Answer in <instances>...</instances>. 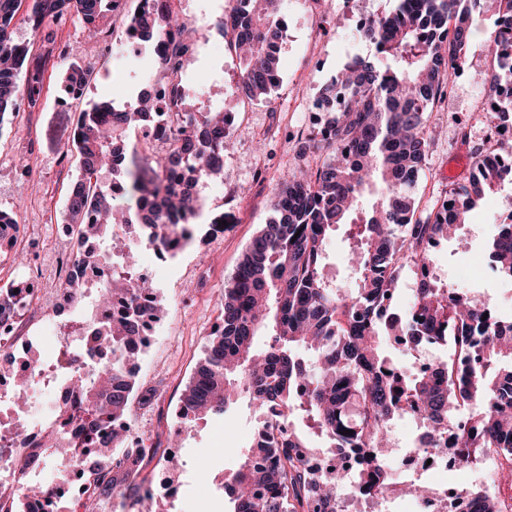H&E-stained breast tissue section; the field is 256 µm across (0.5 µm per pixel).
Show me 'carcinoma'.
<instances>
[{"instance_id":"obj_1","label":"carcinoma","mask_w":512,"mask_h":512,"mask_svg":"<svg viewBox=\"0 0 512 512\" xmlns=\"http://www.w3.org/2000/svg\"><path fill=\"white\" fill-rule=\"evenodd\" d=\"M122 0H0V122L23 94L20 74L28 48L15 38L23 21L34 34L65 14L98 33L103 2ZM151 5L129 22L153 46L164 67L152 77L171 83L177 96H189L185 62L195 58V41L170 0ZM280 0H235L234 21L219 15L214 28L240 51L238 93L267 105L280 82ZM485 0H400L397 10L374 16L359 37L375 45L377 58H354L322 93L324 101L345 93L321 138L305 142L272 200L273 217L261 226L224 287L221 325L210 336L203 362L179 399L177 417L185 427L215 415L246 397L257 423L238 469L224 477L230 512H350L355 504L337 501L338 488L382 495L386 503L401 485L414 496L429 488L408 481L372 453L385 447L391 421L409 414L423 420L420 447L436 453L456 435L457 457L476 467L494 456L492 489L456 490L474 499L479 512H512L497 495L512 486V322L489 311L490 301L462 293L429 273L433 248L448 240V229L469 221L478 203L504 183L512 170L498 164L500 149H474L475 173L465 185L448 189L449 209L417 216L413 197L433 137L427 112L448 89L456 67L466 61L472 14ZM487 39L510 49L482 83L490 129L512 124V0H493ZM151 91L138 93V105L117 109L110 102L80 113L70 152L79 175L68 194L67 221L78 237L92 238L97 254L77 250L76 262L110 264L106 282L68 281L76 302L84 295L105 297L120 308L112 323L94 332L112 345L109 361L75 362L69 381L85 406L82 429L86 454L57 431L32 457L78 458L92 496L80 504L97 512L106 499L122 506L137 502L145 456L128 454L126 434L117 426L131 418L138 390L134 345L142 328L161 313V300L138 276V250L152 244L164 254L179 251L200 211L192 181L224 172V146L230 136L224 112H178L170 143L160 155L145 154L126 141L128 132L150 122ZM112 180H102L104 173ZM124 187L125 207L112 183ZM339 224L356 228L352 251L354 288L343 291L329 278L324 252ZM495 268L512 278V224L498 225L489 241ZM420 272L407 315L396 313L400 272ZM32 309L13 291L0 287V317L21 318ZM407 354L420 346L446 344L448 358L405 375L388 340ZM279 410L288 432L268 420ZM348 434H343V431ZM344 448L352 470L309 467L307 456L329 459Z\"/></svg>"}]
</instances>
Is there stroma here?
<instances>
[{"instance_id": "stroma-1", "label": "stroma", "mask_w": 512, "mask_h": 512, "mask_svg": "<svg viewBox=\"0 0 512 512\" xmlns=\"http://www.w3.org/2000/svg\"><path fill=\"white\" fill-rule=\"evenodd\" d=\"M398 0H283L288 26L281 48L280 85L273 106L245 96L231 97L227 87L238 79V60L216 52L222 38L209 31L198 44L205 65L219 64L222 78L207 82L213 107L235 112L233 144L224 155V175L201 187L202 209L188 248L176 255L145 251L139 263L151 266L153 286L162 299L163 314L152 326L139 364L141 389H155L148 404L133 403V425L158 443L146 472L151 491H159L166 476L163 458L178 450L179 477L174 512H229L221 483L238 465L241 452L254 435L255 417L247 401L234 404L225 416L199 422L194 430L175 433V410L181 393L204 357L209 336L219 324L224 286L247 245L272 216L271 199L283 173L298 162L300 145L316 137L329 115L314 112L311 102L354 57H370L372 44L356 31L358 13L372 16L393 10ZM54 43L17 25L15 37L27 43L22 81L36 80V99L21 98L15 112L0 122V209L12 214L26 231L25 251L38 264L44 287L58 288L55 278L60 245L52 225L64 222L68 191L77 175L70 142L80 110L107 100L124 107L136 100L144 68L156 65L149 52L120 57L90 39L79 21L53 25ZM68 44L69 52H52V44ZM88 63L89 72L79 99L67 98L64 74L74 63ZM482 83L459 77L449 97L436 101L428 114L435 140L426 158L414 196L420 214L443 200L451 183H466L473 166L472 147L486 142L488 127L482 109ZM32 170L21 177V165ZM498 195L481 201L471 222L456 239L436 249L437 275L459 287L468 272L470 293L496 301L503 319L512 321V280L489 263L488 240L506 214ZM224 223V234L213 238L210 227Z\"/></svg>"}]
</instances>
